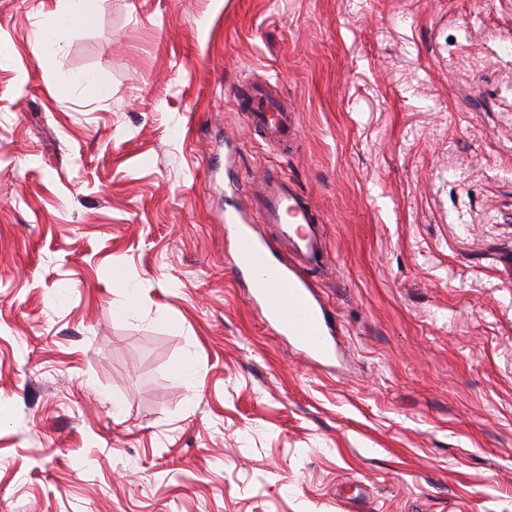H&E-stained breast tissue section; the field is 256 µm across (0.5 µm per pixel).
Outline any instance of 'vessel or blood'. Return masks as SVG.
<instances>
[{
  "label": "vessel or blood",
  "mask_w": 512,
  "mask_h": 512,
  "mask_svg": "<svg viewBox=\"0 0 512 512\" xmlns=\"http://www.w3.org/2000/svg\"><path fill=\"white\" fill-rule=\"evenodd\" d=\"M238 107L261 138L290 146L297 135L294 113L279 99L257 87L239 97ZM258 215L262 223L288 229V244L297 264L282 262L255 232L235 215L224 217V229L234 242L231 264L250 273L251 303L268 330L287 337L295 348L316 362L331 361L337 342L327 321L325 306L302 270L324 263L325 243L318 220L302 193L287 178L274 175L262 187Z\"/></svg>",
  "instance_id": "obj_1"
}]
</instances>
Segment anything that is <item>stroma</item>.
I'll list each match as a JSON object with an SVG mask.
<instances>
[{
  "instance_id": "stroma-1",
  "label": "stroma",
  "mask_w": 512,
  "mask_h": 512,
  "mask_svg": "<svg viewBox=\"0 0 512 512\" xmlns=\"http://www.w3.org/2000/svg\"><path fill=\"white\" fill-rule=\"evenodd\" d=\"M56 2L0 0V512H512V0H96L43 52ZM267 173L328 365L230 264V213L287 254ZM237 104L250 126L258 130L266 141L287 148L296 138L298 128L295 113L285 110L279 99L263 87L257 86L247 96H240ZM258 215L262 224H276L282 229L298 265L282 262L256 235L253 224H241L235 215L228 214L224 215V229L234 242L231 264L249 271L250 301L268 330L287 337L313 361H331L336 357L337 342L325 306L301 272L303 267L325 263L320 224L302 193L280 175L263 183ZM288 224H297L292 233Z\"/></svg>"
}]
</instances>
